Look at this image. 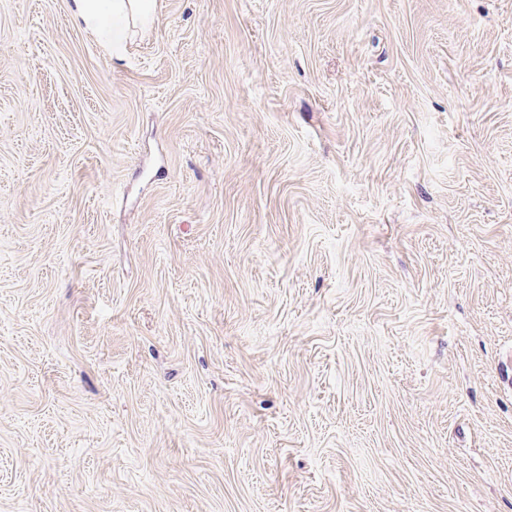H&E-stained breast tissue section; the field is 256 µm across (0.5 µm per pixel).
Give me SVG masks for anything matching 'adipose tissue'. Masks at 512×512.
Returning a JSON list of instances; mask_svg holds the SVG:
<instances>
[{"label":"adipose tissue","instance_id":"1","mask_svg":"<svg viewBox=\"0 0 512 512\" xmlns=\"http://www.w3.org/2000/svg\"><path fill=\"white\" fill-rule=\"evenodd\" d=\"M154 0H72L74 21L112 47H121L132 26L154 19Z\"/></svg>","mask_w":512,"mask_h":512}]
</instances>
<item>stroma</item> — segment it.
<instances>
[{
  "instance_id": "35a3bbf8",
  "label": "stroma",
  "mask_w": 512,
  "mask_h": 512,
  "mask_svg": "<svg viewBox=\"0 0 512 512\" xmlns=\"http://www.w3.org/2000/svg\"><path fill=\"white\" fill-rule=\"evenodd\" d=\"M0 0V512H512V0ZM154 0H72L74 21L95 32L100 40L119 49L136 24L154 19Z\"/></svg>"
}]
</instances>
